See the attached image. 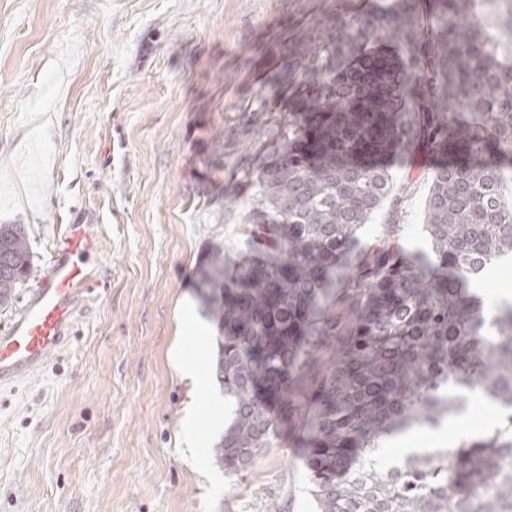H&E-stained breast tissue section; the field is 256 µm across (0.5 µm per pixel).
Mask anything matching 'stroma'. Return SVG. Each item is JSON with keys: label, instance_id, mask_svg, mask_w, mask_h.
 <instances>
[{"label": "stroma", "instance_id": "stroma-1", "mask_svg": "<svg viewBox=\"0 0 512 512\" xmlns=\"http://www.w3.org/2000/svg\"><path fill=\"white\" fill-rule=\"evenodd\" d=\"M394 0H0V224H21L32 277L65 224L95 212L108 282L66 347L0 388V512H316L297 440L231 475L209 450L230 409L211 364L199 270L238 257L256 165L274 163L294 90L289 55L336 14ZM399 242L427 244L425 158L391 165ZM198 367L185 378L180 358ZM470 400L451 426L386 440L380 460L486 430Z\"/></svg>", "mask_w": 512, "mask_h": 512}]
</instances>
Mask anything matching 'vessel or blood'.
Segmentation results:
<instances>
[{
	"mask_svg": "<svg viewBox=\"0 0 512 512\" xmlns=\"http://www.w3.org/2000/svg\"><path fill=\"white\" fill-rule=\"evenodd\" d=\"M99 249L92 224L65 225L29 300L0 329V387L31 378L67 343L80 298L93 292L97 270L89 260Z\"/></svg>",
	"mask_w": 512,
	"mask_h": 512,
	"instance_id": "1",
	"label": "vessel or blood"
}]
</instances>
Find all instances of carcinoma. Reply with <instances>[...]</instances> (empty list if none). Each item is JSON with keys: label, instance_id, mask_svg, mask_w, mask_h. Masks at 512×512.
<instances>
[{"label": "carcinoma", "instance_id": "1", "mask_svg": "<svg viewBox=\"0 0 512 512\" xmlns=\"http://www.w3.org/2000/svg\"><path fill=\"white\" fill-rule=\"evenodd\" d=\"M397 0L336 17L290 55L299 112L257 170L242 243L217 247L198 288L217 330L212 372L231 408L214 464L250 469L300 435L317 512H512V303L468 287L512 254V9ZM447 155L425 202L428 246L396 241L399 198L380 159ZM389 205L388 242L359 230ZM32 273L22 224H0V306ZM479 393L498 414L453 448L382 463L383 441L438 430Z\"/></svg>", "mask_w": 512, "mask_h": 512}]
</instances>
